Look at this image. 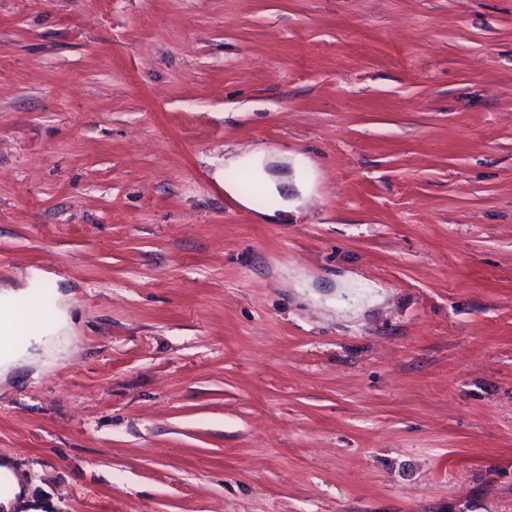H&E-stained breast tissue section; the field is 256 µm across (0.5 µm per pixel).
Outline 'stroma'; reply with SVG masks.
I'll use <instances>...</instances> for the list:
<instances>
[{
	"instance_id": "obj_1",
	"label": "stroma",
	"mask_w": 512,
	"mask_h": 512,
	"mask_svg": "<svg viewBox=\"0 0 512 512\" xmlns=\"http://www.w3.org/2000/svg\"><path fill=\"white\" fill-rule=\"evenodd\" d=\"M2 288L44 512H512V0H0ZM265 163L264 152H254L244 158L237 157L229 161V165L232 166L248 167L255 177L261 180L272 193L277 194V183L266 171ZM28 291L23 288H4L0 291V334H17V314L28 304ZM27 325L24 340L9 343L0 348V374L1 368L5 373L8 369L22 365L30 357L29 349L40 345L45 336H57L69 322L65 297L61 293L47 298L40 315H33L30 311L24 313Z\"/></svg>"
}]
</instances>
